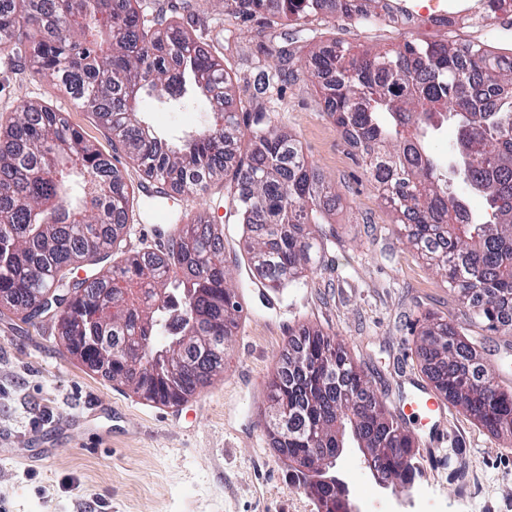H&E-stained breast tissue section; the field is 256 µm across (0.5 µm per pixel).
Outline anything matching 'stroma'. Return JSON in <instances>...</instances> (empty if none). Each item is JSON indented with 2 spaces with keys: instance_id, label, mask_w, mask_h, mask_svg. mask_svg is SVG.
I'll list each match as a JSON object with an SVG mask.
<instances>
[{
  "instance_id": "stroma-1",
  "label": "stroma",
  "mask_w": 512,
  "mask_h": 512,
  "mask_svg": "<svg viewBox=\"0 0 512 512\" xmlns=\"http://www.w3.org/2000/svg\"><path fill=\"white\" fill-rule=\"evenodd\" d=\"M143 4L193 26L206 46L224 28L233 30L224 57L239 86L234 108L267 107L331 182L336 240L321 269L277 295L274 305L246 301L223 375L174 409L145 402L79 363L50 324L0 316V512H294L288 465L265 430L268 400L254 395L287 368L292 343L307 329L336 337L391 407L429 384L416 353L425 316L466 322L447 282L403 245V223L384 204L360 150L328 116L319 83L302 63L318 44L333 41L357 56L408 41L459 38L512 50V28L494 33L483 22L436 31L321 14L294 25L266 12L242 22L208 0ZM281 36L290 38L293 54L283 71L265 52ZM263 72L270 83L260 95L255 87ZM21 100L63 113L112 153L130 185L139 184V171L113 152L98 119L52 77L35 73L24 52L0 59V122ZM227 206L217 184L204 198L180 195L147 208L141 227L150 230L159 209L189 217L203 211L216 222ZM469 333L481 340L479 355L499 385L512 390V340L477 326ZM444 412L447 443L417 455L439 512H512V440L491 435L452 404ZM359 459L358 449H344L336 469L395 504L396 491L379 487Z\"/></svg>"
}]
</instances>
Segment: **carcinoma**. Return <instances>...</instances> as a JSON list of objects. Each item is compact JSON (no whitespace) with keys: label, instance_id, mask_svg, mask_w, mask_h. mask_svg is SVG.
Masks as SVG:
<instances>
[{"label":"carcinoma","instance_id":"1","mask_svg":"<svg viewBox=\"0 0 512 512\" xmlns=\"http://www.w3.org/2000/svg\"><path fill=\"white\" fill-rule=\"evenodd\" d=\"M485 21L512 13V0H477ZM268 0H224V13L246 19ZM385 0H277L273 14L291 22L339 13L369 23ZM37 73L55 78L112 136V148L144 180L203 196L224 181L229 215L244 247L224 255V229L205 214L168 235L165 250L126 249L130 217L144 216L112 160L61 112L20 102L0 124V307L25 324L50 322L70 353L91 369L114 345L112 380L153 403H178L222 373L242 312L231 274L239 265L275 288L298 286L321 264L331 240L323 231L332 184L300 155L295 139L260 107L229 112L235 86L224 57L195 34L139 0H6L0 5V55L17 46ZM349 50L331 44L308 61L336 125L357 136L368 173L386 203L412 221L406 242L448 282L469 324L512 335V55L482 42H407L365 53L354 68ZM486 74L497 99L483 107L473 91ZM206 113L191 130L156 127L155 110ZM455 120L448 155L435 152L436 131ZM236 135L238 159L226 164L225 134ZM460 182L448 187V163ZM487 213L471 223L469 198ZM85 276H79V272ZM112 298L99 314L97 299ZM197 335L184 350L183 337ZM94 336L96 340L89 341ZM478 341L445 318L429 316L417 354L435 392L490 433L512 438V390L476 359ZM193 371L174 385L168 364ZM141 362L131 370L130 361ZM271 408H288V431L267 428L272 447L290 463L317 512H339L344 480L336 461L345 448L379 452L378 475L405 488L417 477L416 442L333 336L308 330L292 346L288 371L268 385ZM321 448L328 470L302 467Z\"/></svg>","mask_w":512,"mask_h":512}]
</instances>
